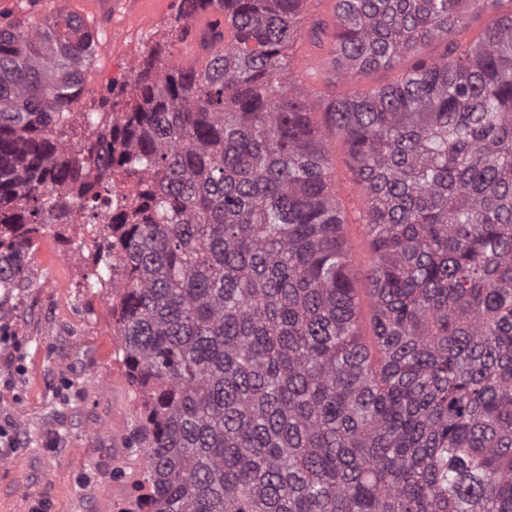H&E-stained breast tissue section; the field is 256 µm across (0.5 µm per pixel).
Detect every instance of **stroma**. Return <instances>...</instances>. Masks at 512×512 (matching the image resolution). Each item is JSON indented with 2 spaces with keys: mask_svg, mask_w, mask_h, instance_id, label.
<instances>
[{
  "mask_svg": "<svg viewBox=\"0 0 512 512\" xmlns=\"http://www.w3.org/2000/svg\"><path fill=\"white\" fill-rule=\"evenodd\" d=\"M179 0H167L150 22L129 26L125 12L112 21L84 13L98 33L80 112H97L111 82L131 80L150 55L166 66L185 47L176 36ZM391 69L346 77L329 75L326 95L363 92L404 72ZM335 190L345 212L351 273L358 296L368 294L369 240L359 222L364 209L346 145L328 130ZM92 241L59 242L46 234L29 269L30 287L0 304V512H113L140 479L146 458L130 440L139 402L123 363L112 293L91 288Z\"/></svg>",
  "mask_w": 512,
  "mask_h": 512,
  "instance_id": "obj_1",
  "label": "stroma"
}]
</instances>
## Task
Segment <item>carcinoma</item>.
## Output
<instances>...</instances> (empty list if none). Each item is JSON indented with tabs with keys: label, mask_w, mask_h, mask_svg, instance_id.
I'll list each match as a JSON object with an SVG mask.
<instances>
[{
	"label": "carcinoma",
	"mask_w": 512,
	"mask_h": 512,
	"mask_svg": "<svg viewBox=\"0 0 512 512\" xmlns=\"http://www.w3.org/2000/svg\"><path fill=\"white\" fill-rule=\"evenodd\" d=\"M211 8L205 64L146 63L77 146L87 24L0 28V288L48 230L90 236L146 512H512V0H336L332 69L412 60L338 97L285 80L300 0H180L179 39ZM318 111L366 201L370 337Z\"/></svg>",
	"instance_id": "cac0c4a2"
}]
</instances>
